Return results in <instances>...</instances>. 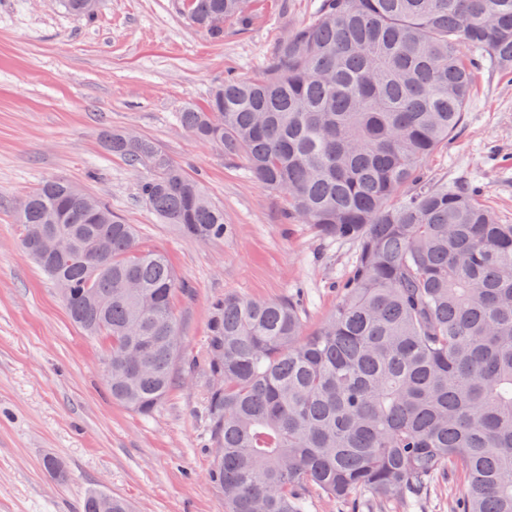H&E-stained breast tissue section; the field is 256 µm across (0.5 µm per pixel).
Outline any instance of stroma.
<instances>
[{"instance_id":"obj_1","label":"stroma","mask_w":512,"mask_h":512,"mask_svg":"<svg viewBox=\"0 0 512 512\" xmlns=\"http://www.w3.org/2000/svg\"><path fill=\"white\" fill-rule=\"evenodd\" d=\"M322 0H251L248 25L217 41L182 0H101L90 19L50 0H0V512H80L90 490L133 512H224L209 478L206 410L210 325L224 297L298 300L308 327L335 309L356 242L289 224L281 197L243 159L198 140L177 121L231 77L258 75L285 31ZM151 141L198 179L224 210V237L199 242L163 223L138 195L144 169L109 154L105 133ZM426 186L475 187L512 224V71L482 64L455 136L420 166ZM64 178L134 225L180 281L174 312L183 341L169 393L144 416L113 402L102 345L74 325L56 285L22 247L15 204L43 180ZM68 472L59 481L47 458ZM460 484L439 481L423 503L387 512H452Z\"/></svg>"}]
</instances>
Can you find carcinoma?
<instances>
[{
	"instance_id": "1",
	"label": "carcinoma",
	"mask_w": 512,
	"mask_h": 512,
	"mask_svg": "<svg viewBox=\"0 0 512 512\" xmlns=\"http://www.w3.org/2000/svg\"><path fill=\"white\" fill-rule=\"evenodd\" d=\"M91 18L87 0H58ZM213 38L248 0H187ZM512 68V0H324L286 33L262 73L179 113L195 138L246 161L286 218L353 239L340 302L307 331L289 298L226 297L211 326L210 477L224 512H310L316 495L358 512L464 478L456 512H512V224L474 187L420 188L421 162L461 126L480 64ZM148 174L139 197L189 238L224 237V211L150 142L108 136ZM16 210L20 241L75 324L112 360V400L151 414L169 392L181 338L167 257L102 199L48 180ZM82 512H130L89 492Z\"/></svg>"
}]
</instances>
